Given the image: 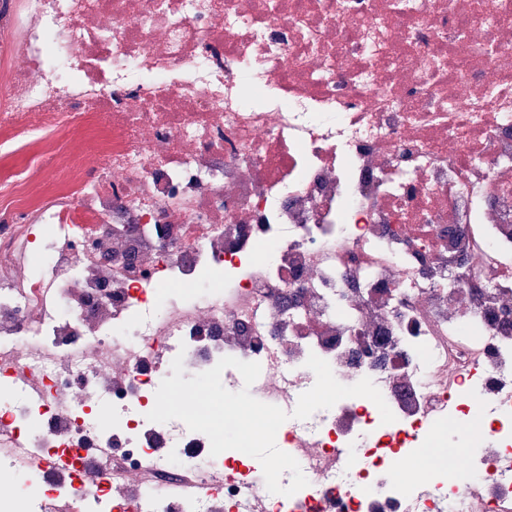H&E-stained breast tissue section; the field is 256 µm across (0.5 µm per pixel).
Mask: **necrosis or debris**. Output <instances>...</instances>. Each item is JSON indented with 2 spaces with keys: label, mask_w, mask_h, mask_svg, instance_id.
Instances as JSON below:
<instances>
[{
  "label": "necrosis or debris",
  "mask_w": 512,
  "mask_h": 512,
  "mask_svg": "<svg viewBox=\"0 0 512 512\" xmlns=\"http://www.w3.org/2000/svg\"><path fill=\"white\" fill-rule=\"evenodd\" d=\"M312 353L395 422L293 418ZM179 354L260 364L308 486L148 420ZM0 384V512H112L119 448L131 512H512V0H0Z\"/></svg>",
  "instance_id": "1"
}]
</instances>
